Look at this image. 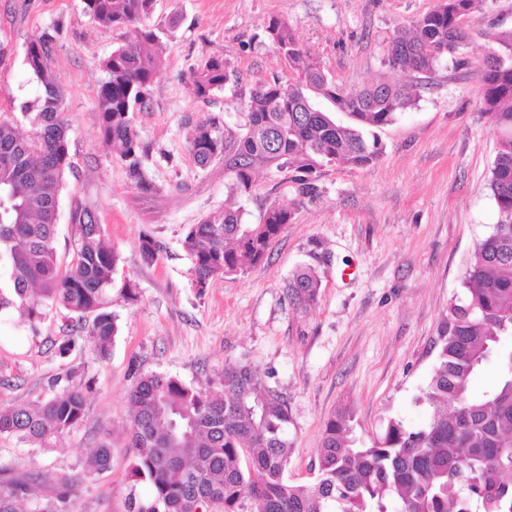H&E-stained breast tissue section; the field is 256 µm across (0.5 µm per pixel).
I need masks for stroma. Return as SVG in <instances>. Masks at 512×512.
<instances>
[{"instance_id":"1","label":"stroma","mask_w":512,"mask_h":512,"mask_svg":"<svg viewBox=\"0 0 512 512\" xmlns=\"http://www.w3.org/2000/svg\"><path fill=\"white\" fill-rule=\"evenodd\" d=\"M438 0H152L146 26L159 29L163 62L145 106L133 119L148 151L152 183L137 188L100 134L96 98L112 50L138 41L137 29L102 32L83 0H0V115L19 131L33 127L20 104L38 91L24 65L29 44L57 31L49 71L63 93L74 164L61 195L55 240L61 265L72 259L70 209L92 208L119 264L106 294L119 331L107 356L88 340V323L45 305L37 325L12 309L0 314V405H36L64 389L86 395L83 421L40 447L0 436V476L65 473L78 481L58 512H128V392L142 373H163L200 386L225 365L243 363L287 402L292 419L291 481L312 482L325 419L340 405L355 434L375 437L388 419L412 426L429 409L417 398L436 366L433 342L452 300L464 292L478 242L498 215L487 188L495 156L482 110L489 29L512 26V0H483L459 60H445L418 82L415 107L377 136L382 153L362 168H325L314 198L297 196L286 173L259 169L241 204L251 223L279 204L292 219L267 259L242 275L194 285L193 259L182 246L188 228L224 209L223 160L199 167L187 149L195 123L214 117L239 133L241 104L257 83L288 82L285 62L265 34L270 17L286 19L325 73L344 87L394 78L384 63L395 32ZM223 60L232 82L212 101L195 99L188 81L210 59ZM163 251L140 254L142 235ZM300 266L321 278L302 307L285 282ZM134 288L136 301L124 300ZM111 450L103 471H88L98 446Z\"/></svg>"}]
</instances>
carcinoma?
Returning <instances> with one entry per match:
<instances>
[{
  "label": "carcinoma",
  "instance_id": "1",
  "mask_svg": "<svg viewBox=\"0 0 512 512\" xmlns=\"http://www.w3.org/2000/svg\"><path fill=\"white\" fill-rule=\"evenodd\" d=\"M480 0H439L413 21L410 35L393 38L387 65L427 78L446 57L455 58L468 40ZM152 0H84L85 13L105 32L142 23ZM267 33L295 75L255 87L243 103L245 123L233 137L211 118L200 120L188 140L196 163L224 158L229 189L246 195L257 166L290 172L298 195H317L326 166L361 168L376 161V130L392 124L416 104L413 85L381 79L345 89L330 80L298 42L288 21L273 17ZM483 111L492 118L496 154L488 189L498 221L474 251L463 296L451 302L437 341L436 366L417 398L433 407L419 427L391 418L366 443L354 435L350 409L338 407L324 422L316 479L288 480L291 418L286 402L246 364H229L206 388L175 377L143 374L132 387L130 477L149 484L146 497H132L130 512H512V27L489 32ZM47 33L29 44L25 66L40 83L22 102L35 131L23 137L10 118L0 119V311L19 305L31 322L51 303L79 316L94 315L89 341L107 355L118 332L117 317L104 309L119 257L108 248L90 209L76 203L74 255L61 267L56 247L57 216L66 172L72 170L62 92L47 67ZM161 57L138 44L121 46L102 61L105 80L97 111L103 143L118 146L130 180L151 189L142 144L132 118L144 103ZM230 81L224 62L211 59L190 79L191 94L206 102ZM321 96L349 114L342 125L318 109ZM291 221L290 211L272 204L257 224L242 208L192 225L184 247L194 262L198 290L212 280L241 275L261 263ZM142 258L156 261L161 246L140 238ZM321 280L310 268L285 283L295 302L315 301ZM500 366L497 382L475 393L469 383L484 368ZM85 397L68 389L35 407H0V435L41 447L62 437L84 418ZM63 495L75 482L67 475L40 476ZM0 512H56L30 494L29 480H0Z\"/></svg>",
  "mask_w": 512,
  "mask_h": 512
}]
</instances>
